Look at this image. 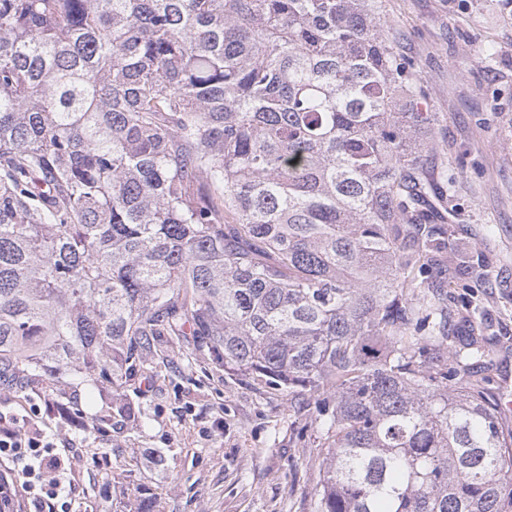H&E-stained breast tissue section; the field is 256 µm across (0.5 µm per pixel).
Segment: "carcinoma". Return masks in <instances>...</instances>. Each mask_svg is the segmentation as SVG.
Returning <instances> with one entry per match:
<instances>
[{
	"label": "carcinoma",
	"instance_id": "1",
	"mask_svg": "<svg viewBox=\"0 0 512 512\" xmlns=\"http://www.w3.org/2000/svg\"><path fill=\"white\" fill-rule=\"evenodd\" d=\"M405 73L369 0H0V379L187 336L312 415L314 512H512Z\"/></svg>",
	"mask_w": 512,
	"mask_h": 512
}]
</instances>
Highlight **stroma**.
<instances>
[{
  "label": "stroma",
  "mask_w": 512,
  "mask_h": 512,
  "mask_svg": "<svg viewBox=\"0 0 512 512\" xmlns=\"http://www.w3.org/2000/svg\"><path fill=\"white\" fill-rule=\"evenodd\" d=\"M376 3L433 119L425 206L448 225L439 265L475 268L449 279L448 307L457 330L491 338L483 386L496 399L512 379V0ZM116 402L133 417L106 415ZM0 417L53 443L60 512H135L137 488L158 512H312L323 450L309 414L183 339L160 342L119 388L77 377L62 398L2 381Z\"/></svg>",
  "instance_id": "stroma-1"
}]
</instances>
